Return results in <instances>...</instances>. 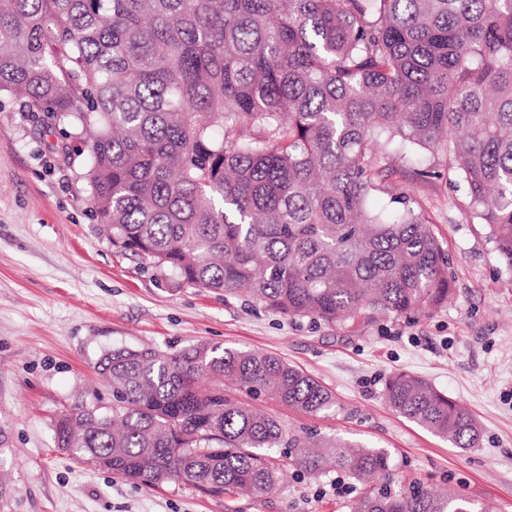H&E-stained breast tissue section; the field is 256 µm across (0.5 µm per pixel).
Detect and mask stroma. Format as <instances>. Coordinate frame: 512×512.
<instances>
[{
    "instance_id": "1",
    "label": "stroma",
    "mask_w": 512,
    "mask_h": 512,
    "mask_svg": "<svg viewBox=\"0 0 512 512\" xmlns=\"http://www.w3.org/2000/svg\"><path fill=\"white\" fill-rule=\"evenodd\" d=\"M58 130L0 100V424L15 487L10 512H226L227 498L182 482L133 483L57 448L61 412L112 408L95 370L116 345L174 352L196 342L262 350L317 378L333 409L307 416L275 401L251 405L291 430L386 449L394 481L452 488L512 512V269L474 216L446 155L387 161L395 185L433 226L449 258L447 304L405 319L378 316L353 329L264 309L247 293L175 285L99 233L86 187L54 160ZM433 168L430 177L419 167ZM419 375L465 406L479 447L460 449L389 409L386 378ZM334 475H286L266 500L238 512H349Z\"/></svg>"
}]
</instances>
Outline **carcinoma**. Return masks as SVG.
I'll use <instances>...</instances> for the list:
<instances>
[{
	"mask_svg": "<svg viewBox=\"0 0 512 512\" xmlns=\"http://www.w3.org/2000/svg\"><path fill=\"white\" fill-rule=\"evenodd\" d=\"M1 93L63 127L57 152L112 245L179 286L326 323L448 301L431 224L401 192L370 203L396 144L448 155L512 269V0H0ZM98 370L112 411L72 408L57 447L127 480L261 500L291 467L366 484L350 512H490L395 488L385 450L290 432L228 395L335 406L272 354L121 345ZM383 396L478 447L470 413L423 378L398 373Z\"/></svg>",
	"mask_w": 512,
	"mask_h": 512,
	"instance_id": "1",
	"label": "carcinoma"
}]
</instances>
